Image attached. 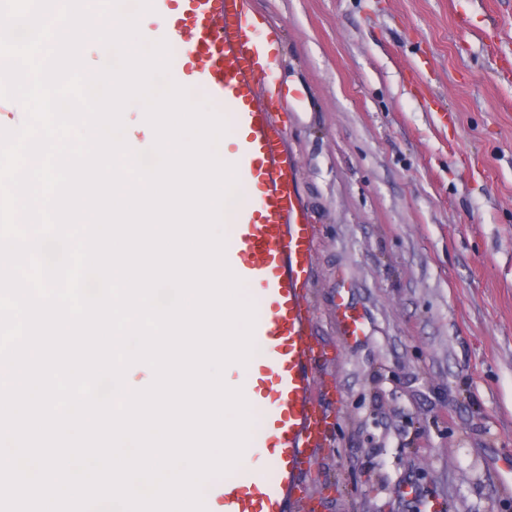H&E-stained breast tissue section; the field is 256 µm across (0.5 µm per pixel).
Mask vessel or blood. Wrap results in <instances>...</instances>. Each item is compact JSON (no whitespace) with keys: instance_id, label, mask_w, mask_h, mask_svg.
<instances>
[{"instance_id":"obj_1","label":"vessel or blood","mask_w":512,"mask_h":512,"mask_svg":"<svg viewBox=\"0 0 512 512\" xmlns=\"http://www.w3.org/2000/svg\"><path fill=\"white\" fill-rule=\"evenodd\" d=\"M149 16L163 20L175 45L186 34L188 61L178 80L225 104L245 131L240 145L242 178L263 176L260 221L237 211L238 277L253 287L266 312L253 340L266 350L253 368L256 393L268 398L264 428L249 440L263 464L244 479H225L224 512H292L298 502L302 466L311 461L325 436L327 416L311 396L314 346L306 333L310 320L301 286L309 272L314 225L301 214L284 144L273 134L268 111L257 104V86L272 63L268 46L275 29L256 36L250 0H152Z\"/></svg>"}]
</instances>
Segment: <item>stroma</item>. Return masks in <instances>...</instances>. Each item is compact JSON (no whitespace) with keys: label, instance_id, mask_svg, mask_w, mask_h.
I'll list each match as a JSON object with an SVG mask.
<instances>
[{"label":"stroma","instance_id":"35a3bbf8","mask_svg":"<svg viewBox=\"0 0 512 512\" xmlns=\"http://www.w3.org/2000/svg\"><path fill=\"white\" fill-rule=\"evenodd\" d=\"M318 228L298 512H512V0H255ZM357 315L358 340L336 323Z\"/></svg>","mask_w":512,"mask_h":512}]
</instances>
